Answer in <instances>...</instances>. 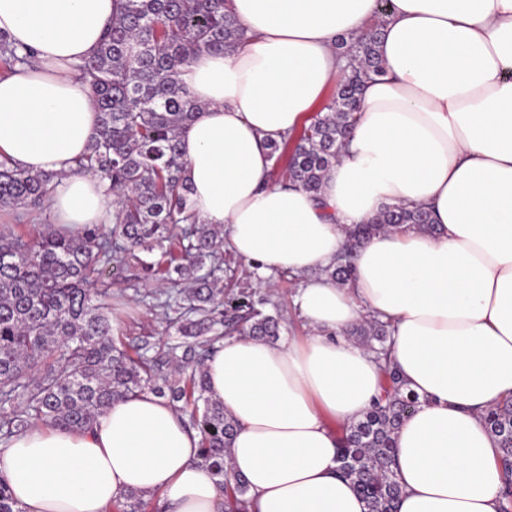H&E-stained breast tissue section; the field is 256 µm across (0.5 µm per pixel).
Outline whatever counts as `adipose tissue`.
<instances>
[{
    "instance_id": "ef3b65f1",
    "label": "adipose tissue",
    "mask_w": 512,
    "mask_h": 512,
    "mask_svg": "<svg viewBox=\"0 0 512 512\" xmlns=\"http://www.w3.org/2000/svg\"><path fill=\"white\" fill-rule=\"evenodd\" d=\"M247 38L200 52L180 80L204 107L180 134L190 203L260 274L303 275L308 336L224 339L206 363L236 430L227 462L249 512H368L337 472L332 424L381 394L373 354L346 339L392 325L391 358L421 404L395 437L396 512H500V449L482 415L512 398V0H231ZM112 0H0V31L27 58L0 77V158L55 173L53 222L107 224L114 196L76 159L99 132L78 65L112 26ZM383 76L319 195L273 183L268 143L313 112L349 69L337 47L372 20ZM427 207L435 234L385 232L357 248L342 286L321 271L346 230L382 205ZM199 439L150 391L114 399L78 434L45 425L0 448L24 512H107L135 491L170 512H222Z\"/></svg>"
}]
</instances>
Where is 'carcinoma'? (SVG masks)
Returning <instances> with one entry per match:
<instances>
[{
	"mask_svg": "<svg viewBox=\"0 0 512 512\" xmlns=\"http://www.w3.org/2000/svg\"><path fill=\"white\" fill-rule=\"evenodd\" d=\"M228 0H113L112 28L79 71L92 88L100 131L76 160L116 196L113 222L66 232L54 224L34 235L0 225V446L43 423L73 432L93 427L116 397L149 390L166 399L197 432V463L224 487V512H248L247 486L225 458L235 432L224 405L211 399L205 360L227 336L272 342L284 317L270 296L248 285L224 288V231L203 223L189 206L190 188L178 146L183 128L203 111L180 84V70L202 50L222 52L246 39ZM379 25L349 43L355 62L309 123L269 144L277 181L316 196L344 146L360 110L365 80L384 74L377 54ZM24 58L0 33V68ZM53 173H29L0 161V210L48 205ZM415 226L435 232L431 214L385 204L376 220L349 230L345 258L321 274L345 285L350 256L381 232ZM126 286L112 295V285ZM142 296L166 317L177 342L159 348L145 333L121 338L122 309L112 299ZM390 324L371 317L353 328L380 362L382 396L338 434L339 473L366 499L369 512H395L401 493L391 469L394 438L420 405L388 359ZM498 439L508 485L501 512H512V398L484 415ZM115 512H147L136 492L113 504ZM0 512H22L0 476Z\"/></svg>",
	"mask_w": 512,
	"mask_h": 512,
	"instance_id": "obj_1",
	"label": "carcinoma"
}]
</instances>
